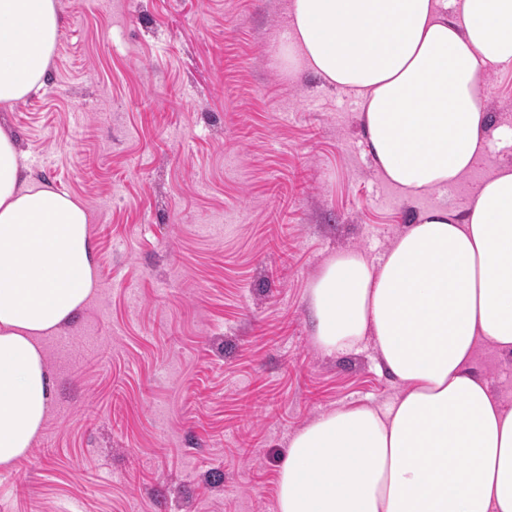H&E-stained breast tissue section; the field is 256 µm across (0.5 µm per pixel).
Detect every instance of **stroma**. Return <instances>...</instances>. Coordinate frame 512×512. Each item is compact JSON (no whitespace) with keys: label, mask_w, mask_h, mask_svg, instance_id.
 Returning a JSON list of instances; mask_svg holds the SVG:
<instances>
[{"label":"stroma","mask_w":512,"mask_h":512,"mask_svg":"<svg viewBox=\"0 0 512 512\" xmlns=\"http://www.w3.org/2000/svg\"><path fill=\"white\" fill-rule=\"evenodd\" d=\"M288 0H100L65 22L37 92L0 121L32 178L88 208L99 290L44 342L53 409L0 467V512H277L290 438L400 391L378 352L325 355L308 288L374 258L421 211L464 208L512 148L407 203L376 173L354 99L286 75ZM512 127V68L481 89ZM512 404V355L482 345Z\"/></svg>","instance_id":"stroma-1"}]
</instances>
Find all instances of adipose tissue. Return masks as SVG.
<instances>
[{
  "label": "adipose tissue",
  "instance_id": "obj_1",
  "mask_svg": "<svg viewBox=\"0 0 512 512\" xmlns=\"http://www.w3.org/2000/svg\"><path fill=\"white\" fill-rule=\"evenodd\" d=\"M58 0H0V107L43 84ZM277 62L354 96L368 154L406 201L443 190L512 146L489 134V67H512V0H291ZM0 128V466L27 455L49 417L43 340L96 294L86 206L23 175ZM324 354L373 339L399 395L383 410L321 415L289 443L278 512H512V406L475 367L512 351V168L464 209L421 213L377 262L342 252L309 287Z\"/></svg>",
  "mask_w": 512,
  "mask_h": 512
}]
</instances>
